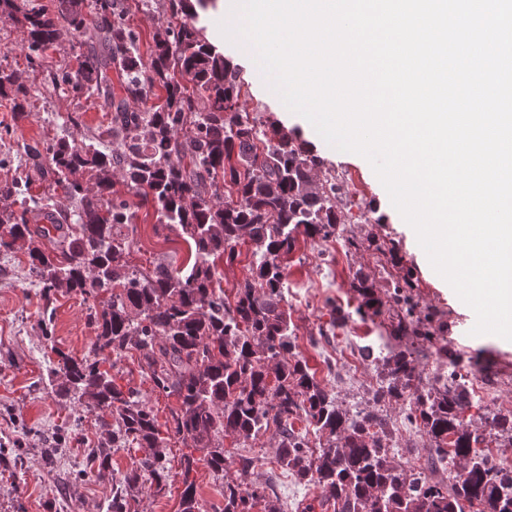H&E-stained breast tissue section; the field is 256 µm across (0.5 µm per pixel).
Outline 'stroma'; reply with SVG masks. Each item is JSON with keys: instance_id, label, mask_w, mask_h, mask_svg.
Instances as JSON below:
<instances>
[{"instance_id": "35a3bbf8", "label": "stroma", "mask_w": 512, "mask_h": 512, "mask_svg": "<svg viewBox=\"0 0 512 512\" xmlns=\"http://www.w3.org/2000/svg\"><path fill=\"white\" fill-rule=\"evenodd\" d=\"M127 4L128 22L140 35L141 51L149 53L154 31L168 24L171 15L162 2L150 10L141 0H127ZM210 40L240 71L242 109L258 119L299 130L323 159V174L344 178L349 191L351 204L343 208L341 220L349 237L359 240V249L342 247L333 238L301 239L284 271L291 291L287 307L296 327V346L316 379L332 391L339 405L364 408V389L347 376L355 364L362 365L365 373L378 375L381 351L387 347L411 351L422 378H429L439 365L434 350L412 336L392 337V313L372 315L353 286L363 277L373 281L376 293L382 295L394 280L404 277L420 309L436 313L449 359L469 364L483 384V391L473 392L474 402L487 413L512 412V341L492 334L464 335V328L476 322L473 310L432 269L369 162L355 153L334 152L304 118L266 90L255 61L239 54L234 43L221 36L211 35ZM27 42L23 20L0 18V71L16 73L29 90L27 112L21 119L16 118L10 98L0 96V124L15 131L13 137L0 139V185L22 180L29 173L24 144L62 136L81 141L109 121L96 97L66 94L51 85L52 70L78 68L80 49L74 38L48 48L45 65L36 68L27 60ZM71 114L78 115V126L68 124ZM129 201L135 213L131 265L143 270L158 263L185 267L189 246L179 231L158 224L152 205L138 196H130ZM363 205L375 208L384 223H361ZM31 247V241L23 239L10 250H0V448L6 451L0 458V512H108L111 482L77 475L82 461L106 440L107 433L99 428L98 413L90 409L88 398L58 394L55 387L62 384V377L48 375L52 349L82 358L95 339L96 327L81 295H46L29 272ZM381 263L389 269V277L379 275ZM116 382L138 388L159 425L170 424L171 413L178 408L176 398L152 392L134 358L121 362ZM381 412L401 427L392 439L397 460L415 464L430 482L447 484L448 475L436 462L434 445L406 419L400 405H386ZM62 426L71 435L61 442L54 464L44 465L42 451ZM276 446V438L269 434L239 447L225 441V475L235 477L241 457L256 458L252 481L278 497L281 512H306L320 491L273 467ZM169 448L172 477L163 491L140 489L138 512H180L184 489L180 460L190 447L174 437Z\"/></svg>"}]
</instances>
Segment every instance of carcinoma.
Here are the masks:
<instances>
[{"label": "carcinoma", "instance_id": "obj_1", "mask_svg": "<svg viewBox=\"0 0 512 512\" xmlns=\"http://www.w3.org/2000/svg\"><path fill=\"white\" fill-rule=\"evenodd\" d=\"M58 0L48 14H23L28 28V59L41 65L45 50L64 31L84 50L78 68L52 73L55 89L103 99L108 126L95 141L60 138L28 144L25 153L50 192L75 204V222L30 223V182L0 186V196L18 209H0L9 248L26 237L53 246L30 251L29 270L48 293L76 292L91 302L97 326L88 354L75 359L55 348L51 372L61 373L67 390L88 397L91 407L108 412L98 418L108 442L77 471L103 481L112 477V451L149 452L115 484L110 512H132L134 491L149 477L160 492L171 477L167 450L175 436L202 452L181 459L184 490L181 512H194L198 464L224 480L222 512H280L265 488L249 480L255 460L241 458L239 475L224 478V439L244 443L274 431L277 462L298 481L320 487L317 505L307 512H464L485 504L492 512H512V474H490L492 430L512 434V417L486 416L485 429H471L464 415L473 407L471 371L454 366L438 384L413 387L419 379L407 353L380 359L390 380L379 399L408 408L407 418L455 467L451 489L431 483L387 455L386 423L339 407L336 398L311 374L296 352L291 317L282 296L284 259L298 237L327 238L336 233V200L343 185L331 176L311 191L313 170L324 160L294 130L251 119L239 112L240 85L232 62L217 51L197 26L208 0H168L175 21L157 29L148 58L127 23L124 0ZM180 74L197 88L189 92ZM166 92L164 104L147 103L153 88ZM12 94L17 114L26 112L27 88L14 73L0 71V95ZM187 135H179L186 126ZM152 204L158 223L178 228L194 260L182 269L157 264L145 272L129 264L134 239L121 233L132 223V205L115 190L116 178ZM252 247L251 278L237 290L234 305L224 301L217 278L219 259L232 262L236 246ZM357 291L372 300L375 313L389 306L396 315L394 337L416 336L431 345L440 336L435 315H417L405 280H396L386 299L360 279ZM138 352L141 375L153 390L174 396L179 408L161 431L156 416L134 387L116 384L112 369L126 354ZM324 439L317 453L294 420Z\"/></svg>", "mask_w": 512, "mask_h": 512}]
</instances>
